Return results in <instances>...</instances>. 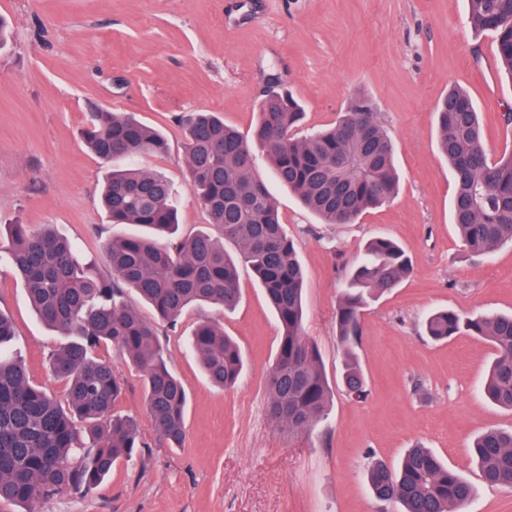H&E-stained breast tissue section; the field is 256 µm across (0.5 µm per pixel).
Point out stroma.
I'll return each mask as SVG.
<instances>
[{
    "mask_svg": "<svg viewBox=\"0 0 512 512\" xmlns=\"http://www.w3.org/2000/svg\"><path fill=\"white\" fill-rule=\"evenodd\" d=\"M14 31L0 53V224L44 225L104 262L110 223L98 202L111 168L81 137L90 106L131 113L160 131L169 150L140 159L174 186L179 233L206 224L188 187L177 115L219 113L250 133L270 83L297 96L308 134L335 121L354 93L375 103L396 149L397 195L352 224H324L287 189L272 185L285 231L306 271L305 334L317 346L331 391L324 417L291 435L268 415L265 393L280 339L277 318L247 265L235 310L189 309L161 329L171 370L190 399L181 447L161 444L139 374L112 348L103 356L127 380L117 411L134 416L144 459L116 464L97 488L61 493L39 512H398L376 501L369 456L399 463L423 443L469 479L464 512H512V491L484 484L469 455L486 429L512 428V411L484 398L491 344L465 333L437 342L423 319L512 312V246L469 256L452 221L455 182L437 147L435 110L451 87L465 89L483 123L491 158L512 149V77L495 37L474 31L467 0H0ZM378 236L411 262L401 284L363 313L356 357L369 395L342 385L346 356L336 309L349 269ZM0 311L15 334L10 354L49 383L46 363L61 338L31 307L24 283L0 271ZM208 317L238 342L244 371L234 388L211 386L185 340Z\"/></svg>",
    "mask_w": 512,
    "mask_h": 512,
    "instance_id": "stroma-1",
    "label": "stroma"
}]
</instances>
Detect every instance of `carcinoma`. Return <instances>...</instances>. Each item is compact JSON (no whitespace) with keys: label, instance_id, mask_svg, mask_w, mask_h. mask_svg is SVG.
<instances>
[{"label":"carcinoma","instance_id":"obj_1","mask_svg":"<svg viewBox=\"0 0 512 512\" xmlns=\"http://www.w3.org/2000/svg\"><path fill=\"white\" fill-rule=\"evenodd\" d=\"M468 10L474 30L495 35L499 62L512 76V0H468ZM436 114L438 146L456 186L453 220L465 251L483 257L512 244V152L490 160L479 112L463 89L450 90ZM303 118L301 102L278 88L260 101L250 140L213 112L176 117L185 138L190 190L208 223L221 230L218 240L206 231L174 236L178 207L170 181L133 165L166 151L159 132L130 114L104 109L87 114L82 136L92 152L105 162L129 163L112 171L102 206L111 223L141 231L112 239L106 276L74 242L48 228L10 224L7 234L0 233V254L23 280L36 314L64 336L48 364L51 378L63 386L60 399L31 380L24 360L1 349L14 329L0 312V501L38 512L40 502L96 487L117 462L144 455L137 419L114 412L127 380L100 355L109 345L140 374L160 439L171 448L181 446L188 390L167 366L157 322L130 307L127 292L134 291L158 322L173 328L193 306L238 305L240 260L251 267L282 328L266 382L270 418L298 434L324 414L328 383L320 353L303 327L305 271L251 143L265 152L275 182L325 224H351L383 205L395 195L398 177L392 139L366 95L354 96L330 127L298 137ZM226 241L238 247V256L224 249ZM409 272L403 250L379 236L366 244L347 275L336 338L349 358L344 387L358 400L368 396L355 359L361 312L369 297L397 287ZM425 326L437 341L467 333L490 342L495 356L482 394L512 411V314L467 317L440 310ZM188 347L211 385L228 388L237 382L242 352L218 324L200 321ZM470 453L485 483L512 489V428L482 432ZM367 480L375 498L400 505L399 512H461L474 494L466 478L420 444L407 449L396 467L372 460Z\"/></svg>","mask_w":512,"mask_h":512}]
</instances>
